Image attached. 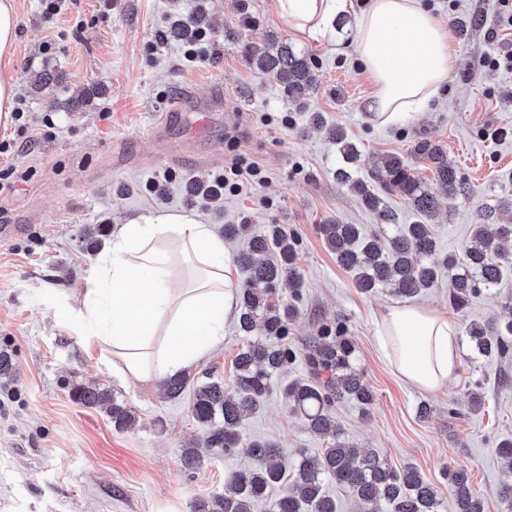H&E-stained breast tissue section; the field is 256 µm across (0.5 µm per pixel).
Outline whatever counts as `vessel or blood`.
Here are the masks:
<instances>
[{"instance_id":"obj_1","label":"vessel or blood","mask_w":512,"mask_h":512,"mask_svg":"<svg viewBox=\"0 0 512 512\" xmlns=\"http://www.w3.org/2000/svg\"><path fill=\"white\" fill-rule=\"evenodd\" d=\"M222 103L223 95L219 90H210L205 95L188 90L183 100L173 105L171 113L158 118L153 131L161 137L171 126L178 125L186 130L188 140L200 139L214 121Z\"/></svg>"}]
</instances>
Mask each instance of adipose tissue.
I'll list each match as a JSON object with an SVG mask.
<instances>
[{"mask_svg": "<svg viewBox=\"0 0 512 512\" xmlns=\"http://www.w3.org/2000/svg\"><path fill=\"white\" fill-rule=\"evenodd\" d=\"M297 34L335 31L352 46L373 89L368 110L382 126L426 111L455 64L448 28L420 0H273ZM16 41L15 0H0V125L8 126L15 82L7 67ZM237 282L224 242L188 214L147 216L123 225L87 286L80 318L124 381H160L198 362L224 339L237 312ZM381 357L413 388L436 394L459 357L456 324L419 304L389 305L375 320Z\"/></svg>", "mask_w": 512, "mask_h": 512, "instance_id": "ef3b65f1", "label": "adipose tissue"}]
</instances>
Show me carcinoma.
I'll use <instances>...</instances> for the list:
<instances>
[{
  "label": "carcinoma",
  "mask_w": 512,
  "mask_h": 512,
  "mask_svg": "<svg viewBox=\"0 0 512 512\" xmlns=\"http://www.w3.org/2000/svg\"><path fill=\"white\" fill-rule=\"evenodd\" d=\"M205 17L197 11L178 21L170 36L188 40L202 27ZM246 57L256 69L273 74L289 98L303 99L315 84L309 60L297 54L286 41L275 39L263 45L245 46ZM345 165L336 169L341 183L356 193L366 208L377 214L379 223L393 227L391 233L367 234L360 224L330 219L318 225L319 233L339 266L353 274L358 288L370 293L386 288L398 298H414L448 279V298L456 310L464 309L472 297L492 288L512 265V224H497L496 209H512V196L485 212L487 223L474 228L471 244L462 254H444L426 220L440 209L437 195L425 186L412 160L428 162L433 182L448 202L467 194V182L455 164L448 161L446 148L428 138L414 142L410 155L391 153L368 174V180L352 178L348 164L356 161L354 144L340 128L330 129ZM376 183L389 195L405 198L423 219L412 224L399 222L398 213L374 193ZM224 236L244 239L234 256L245 274L238 288L237 328L246 339L234 361L235 384L224 390V382L208 372L198 377L188 372L162 380L165 396L183 398L193 387L190 411L201 426V445L211 455L230 456L245 452L259 463L256 468L232 471L224 478V493L200 498L192 512H337L336 499L326 490L334 482L358 501L361 512H439L437 487L415 466H391L372 449L350 447L342 440V429L333 416L335 403L356 401L363 409L374 396L352 365L354 345L341 321L322 325L315 335L296 344L288 336V324L297 315L301 297L296 266L298 238L273 227L266 234H250L243 224L224 225ZM291 286V299H276L283 282ZM505 318L471 323L467 333L481 357L506 359L512 355V303L504 306ZM306 352L311 378L297 380L283 389L285 399L308 429L327 438L328 447L319 456L299 451L293 468L283 462L276 444L265 439L244 440L243 418L271 395L280 372L297 353ZM76 400L89 408L105 411L118 431L136 422L131 407L118 402L106 388L83 385L74 392ZM495 453L506 465V479L498 497L512 512V439L496 444ZM455 512H484V501L473 489L468 467L450 466L443 471ZM288 482L287 490L275 499L267 493Z\"/></svg>",
  "instance_id": "1"
}]
</instances>
